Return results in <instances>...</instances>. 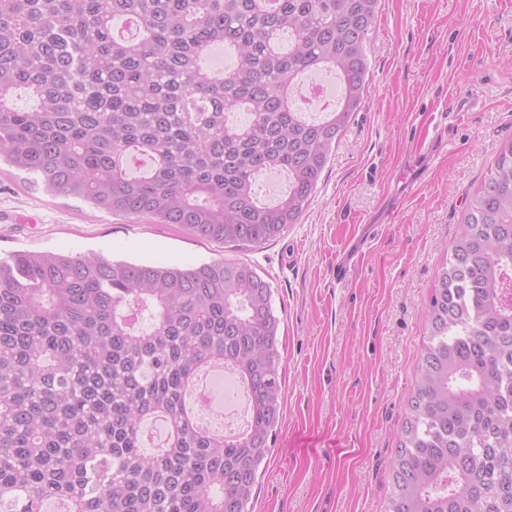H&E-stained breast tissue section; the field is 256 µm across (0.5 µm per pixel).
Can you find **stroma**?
<instances>
[{"instance_id":"stroma-1","label":"stroma","mask_w":512,"mask_h":512,"mask_svg":"<svg viewBox=\"0 0 512 512\" xmlns=\"http://www.w3.org/2000/svg\"><path fill=\"white\" fill-rule=\"evenodd\" d=\"M368 58V92L299 223L261 246L114 216L0 172L1 258H240L270 283L283 416L254 512H383L437 273L512 137V0H380Z\"/></svg>"}]
</instances>
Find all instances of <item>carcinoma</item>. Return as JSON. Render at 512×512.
Here are the masks:
<instances>
[{
  "label": "carcinoma",
  "instance_id": "obj_1",
  "mask_svg": "<svg viewBox=\"0 0 512 512\" xmlns=\"http://www.w3.org/2000/svg\"><path fill=\"white\" fill-rule=\"evenodd\" d=\"M379 0H0V160L52 195L255 247L301 217L368 91ZM138 26L113 33L115 19ZM217 45L236 54L216 73ZM342 83L318 120L300 75ZM26 87L31 109L13 103ZM244 111L247 120L229 115ZM151 160L136 174L131 160ZM288 191L260 199L257 178ZM426 312L385 512H512V138L469 199ZM273 291L253 265L160 267L16 251L0 260V512H250L282 416ZM152 318L142 328L145 314ZM245 384L241 436L187 393L209 365ZM167 424L144 453L145 422Z\"/></svg>",
  "mask_w": 512,
  "mask_h": 512
}]
</instances>
